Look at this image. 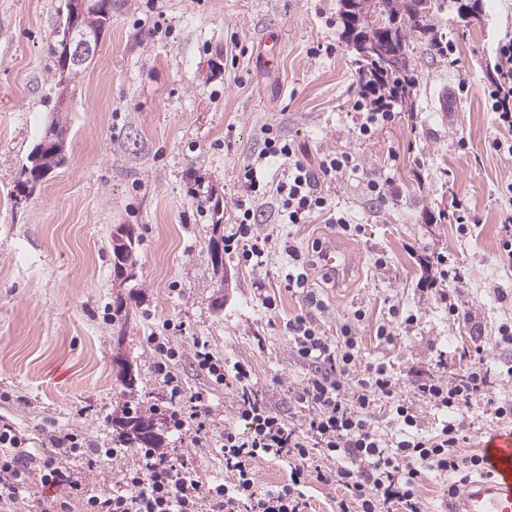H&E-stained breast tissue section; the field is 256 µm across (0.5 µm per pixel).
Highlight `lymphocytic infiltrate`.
<instances>
[{
    "mask_svg": "<svg viewBox=\"0 0 512 512\" xmlns=\"http://www.w3.org/2000/svg\"><path fill=\"white\" fill-rule=\"evenodd\" d=\"M496 77L487 99L502 125L512 128V41L497 51ZM280 164L278 179L261 182L267 168ZM359 165L347 152L325 154L317 168H310L290 141L266 128L262 147L244 174L247 194L238 198L235 233L224 247L238 250L245 263L262 268L268 257V237L258 233L255 195L271 194L281 223L308 224L326 216L342 233H360V225L331 206L321 190ZM343 324L336 337H328L305 316L288 323L298 358L314 372L297 392L298 401L312 408L308 429H294L273 413L249 389H242L236 402L246 431L225 429L221 451L224 480L201 487L188 468L165 463L157 449L141 448L139 471L125 476L111 494L89 492L82 481L64 478L54 456H36L28 440L12 425H0V503L16 500L35 486L66 485L67 498L58 512H70L68 501L82 499L84 512H198L200 501H209L213 512H308V484H336L345 494L336 501V512H422L418 495L423 472L448 479L456 491L470 474L484 473V456L464 454L471 440V424L464 408L485 401L492 416L512 421V402L489 397L490 371L475 362L454 380L445 382L427 371L416 384L423 402L445 414L434 433L421 432V419L411 405L398 396L399 378L384 364L362 362L358 346V321ZM388 408L395 431L380 433L371 423L378 408ZM321 464H312V456ZM277 458L291 470V484L273 489L259 487L253 461Z\"/></svg>",
    "mask_w": 512,
    "mask_h": 512,
    "instance_id": "f902f5d3",
    "label": "lymphocytic infiltrate"
}]
</instances>
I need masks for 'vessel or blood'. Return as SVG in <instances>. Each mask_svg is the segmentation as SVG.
<instances>
[{"instance_id":"vessel-or-blood-1","label":"vessel or blood","mask_w":512,"mask_h":512,"mask_svg":"<svg viewBox=\"0 0 512 512\" xmlns=\"http://www.w3.org/2000/svg\"><path fill=\"white\" fill-rule=\"evenodd\" d=\"M322 270L332 278L346 277L349 256L336 243L319 254ZM487 474L465 483L448 503L447 512H512V432H497L485 445Z\"/></svg>"}]
</instances>
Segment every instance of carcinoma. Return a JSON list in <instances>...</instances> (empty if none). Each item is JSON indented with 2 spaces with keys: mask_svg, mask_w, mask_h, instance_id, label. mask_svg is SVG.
<instances>
[{
  "mask_svg": "<svg viewBox=\"0 0 512 512\" xmlns=\"http://www.w3.org/2000/svg\"><path fill=\"white\" fill-rule=\"evenodd\" d=\"M362 12L351 14L341 12L343 36L351 46L358 64V79L361 87L367 94L373 96L374 103L382 101H398L409 96L415 85L412 75V57L410 45L413 39H424L428 45L444 52L443 37L438 35L435 29V17L438 12L436 0H360ZM377 13L384 19L398 14L400 21L394 31L384 28V24L373 26V33L377 36L392 35L397 50V65L389 75H383L360 53L357 43L351 40L350 32L354 26L364 27V17L369 13ZM112 16L103 12H91L84 18L85 27L97 32L104 31L110 26ZM154 413H146L140 408L125 406L121 410L120 419L143 424L153 419Z\"/></svg>",
  "mask_w": 512,
  "mask_h": 512,
  "instance_id": "1",
  "label": "carcinoma"
}]
</instances>
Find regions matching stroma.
<instances>
[{
	"mask_svg": "<svg viewBox=\"0 0 512 512\" xmlns=\"http://www.w3.org/2000/svg\"><path fill=\"white\" fill-rule=\"evenodd\" d=\"M438 3L448 52L415 42L409 101L364 137L341 0H112V24L74 80L66 162L19 201L21 169L56 111L55 32L67 0H0V421L39 451L66 432L113 447L109 419L126 403L170 405L147 341L161 333L180 353L169 369L182 383V410L192 412L199 394L208 408L204 425L165 428L162 451L202 484L216 483L224 430L243 426L241 388L305 430L311 410L295 392L309 369L292 351L289 319L310 315L332 336L359 310L362 356L399 377L403 399L415 400L420 372L452 376L479 354L492 370L489 396L512 397L504 374L512 347L497 343L499 325L512 320V268L499 258L512 159L491 147L512 141V129L498 125L484 95L498 45L512 40V0H484L481 19L469 22L454 0ZM268 126L310 167L346 151L363 172L387 171L395 193L370 199L361 175L325 184L359 235L338 234L321 217L290 228L270 212L258 226L271 237L264 268L228 253L215 269L209 247L233 230L244 173ZM199 176L201 204L192 193ZM459 204L476 220L464 237L448 217ZM121 224L134 227L139 247L136 276L119 288L111 256ZM333 237L354 266L334 283L307 264L317 297L308 304L286 287L294 267L285 245L308 255ZM440 255L467 275L451 292L456 321L428 284ZM267 295L275 309L264 307ZM395 305L415 321L385 343L375 330ZM168 321L173 330H163ZM200 341L226 364H244L247 383L200 372ZM119 354L138 374L135 395L123 392ZM138 466L125 448L110 459L71 457L61 469L107 494Z\"/></svg>",
	"mask_w": 512,
	"mask_h": 512,
	"instance_id": "stroma-1",
	"label": "stroma"
}]
</instances>
